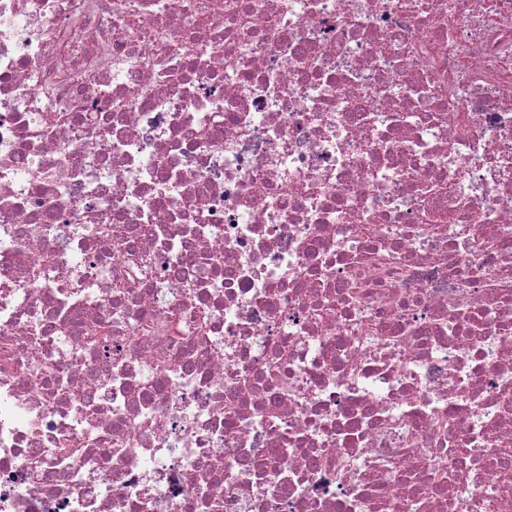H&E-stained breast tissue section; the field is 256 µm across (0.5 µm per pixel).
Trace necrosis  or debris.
Segmentation results:
<instances>
[{"label":"necrosis or debris","instance_id":"4bbe7bcc","mask_svg":"<svg viewBox=\"0 0 512 512\" xmlns=\"http://www.w3.org/2000/svg\"><path fill=\"white\" fill-rule=\"evenodd\" d=\"M0 512H512V0H0Z\"/></svg>","mask_w":512,"mask_h":512}]
</instances>
